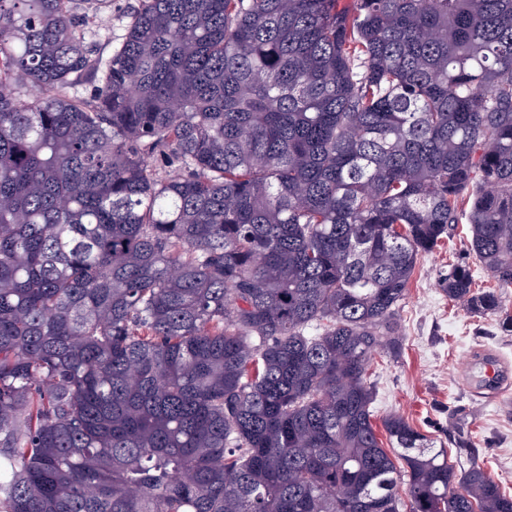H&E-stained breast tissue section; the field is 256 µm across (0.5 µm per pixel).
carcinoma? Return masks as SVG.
Segmentation results:
<instances>
[{
	"label": "carcinoma",
	"instance_id": "1",
	"mask_svg": "<svg viewBox=\"0 0 512 512\" xmlns=\"http://www.w3.org/2000/svg\"><path fill=\"white\" fill-rule=\"evenodd\" d=\"M78 2L0 0V512H512L366 381L460 216L512 285V0ZM127 1L136 0H112V12L93 19L92 39L102 48L104 55L118 46L125 34Z\"/></svg>",
	"mask_w": 512,
	"mask_h": 512
}]
</instances>
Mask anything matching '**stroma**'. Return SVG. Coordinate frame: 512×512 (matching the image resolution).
<instances>
[{
	"label": "stroma",
	"instance_id": "35a3bbf8",
	"mask_svg": "<svg viewBox=\"0 0 512 512\" xmlns=\"http://www.w3.org/2000/svg\"><path fill=\"white\" fill-rule=\"evenodd\" d=\"M127 0L93 20L92 38L104 52L118 46L126 29ZM468 225H455L418 263L399 310L403 336L398 357L376 355L367 381L374 388L375 421L402 415L428 437L455 450L465 440L487 474L512 494V335L494 316L474 315L448 300L437 281L449 264L469 265L482 288L498 290L512 310V286L498 285L472 253ZM503 372L491 386L480 381L482 360Z\"/></svg>",
	"mask_w": 512,
	"mask_h": 512
}]
</instances>
